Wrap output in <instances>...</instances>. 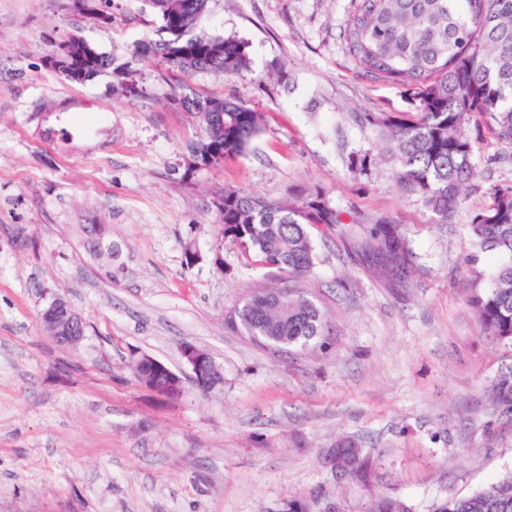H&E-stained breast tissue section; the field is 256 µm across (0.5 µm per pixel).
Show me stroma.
Here are the masks:
<instances>
[{
  "mask_svg": "<svg viewBox=\"0 0 512 512\" xmlns=\"http://www.w3.org/2000/svg\"><path fill=\"white\" fill-rule=\"evenodd\" d=\"M348 5L209 0L201 31L248 47L249 70L227 77L134 57L157 26L144 0H112L103 26L71 0H0V512H366L377 494L436 512L512 473V415L486 391L512 347L489 342L466 304L503 261L474 253L469 224L489 187L512 183V146L486 137L477 191L432 223L359 121L409 106L345 55ZM74 35L130 62L138 94L109 74L77 84L48 69ZM182 82L262 114L245 156L187 172L201 131L173 99ZM48 112L68 137L46 134ZM365 153L376 161L359 176L349 159ZM316 186L353 221L310 229L318 260L302 286L327 318L325 346L281 355L225 321L279 277L222 242L218 194ZM378 219L403 227V283L360 247ZM91 224L116 259L90 249ZM58 295L85 321L73 348L42 328ZM186 343L223 383L196 385ZM144 355L181 376L180 396L139 382ZM342 436L373 461L363 479L330 461Z\"/></svg>",
  "mask_w": 512,
  "mask_h": 512,
  "instance_id": "35a3bbf8",
  "label": "stroma"
}]
</instances>
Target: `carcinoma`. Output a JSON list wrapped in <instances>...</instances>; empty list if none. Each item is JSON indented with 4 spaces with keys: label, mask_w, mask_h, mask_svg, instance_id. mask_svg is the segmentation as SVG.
Segmentation results:
<instances>
[{
    "label": "carcinoma",
    "mask_w": 512,
    "mask_h": 512,
    "mask_svg": "<svg viewBox=\"0 0 512 512\" xmlns=\"http://www.w3.org/2000/svg\"><path fill=\"white\" fill-rule=\"evenodd\" d=\"M157 16V39L136 46L171 69L239 75L250 67L247 45L233 36L197 32L209 0H145ZM343 27L344 51L353 66L373 81L402 89L411 111L403 116L366 112L361 120L386 144L399 187L421 197L432 223H448L462 203L473 175V158L483 144L481 130L512 145V0H349ZM68 55L49 65L66 80L84 84L112 73L137 89L128 64L73 35ZM178 101L199 124L190 144L194 168L220 165L245 155L262 116L242 98L203 97L178 91ZM224 243L298 282L314 268L317 254L311 225L333 230L343 213L319 188L293 200H271L224 190L219 208ZM474 249L508 257L490 279L475 286L467 304L484 337L512 345V184L486 191V203L470 223ZM362 247L388 275L407 276L412 254L400 226L371 225ZM240 330L247 336H276V346L310 347L326 335L319 305L303 292L283 297L276 288L257 291L239 306ZM512 414V363L503 365L491 386ZM399 499L377 496L369 512H407ZM438 512H512V474L481 491L445 502Z\"/></svg>",
    "instance_id": "cac0c4a2"
}]
</instances>
